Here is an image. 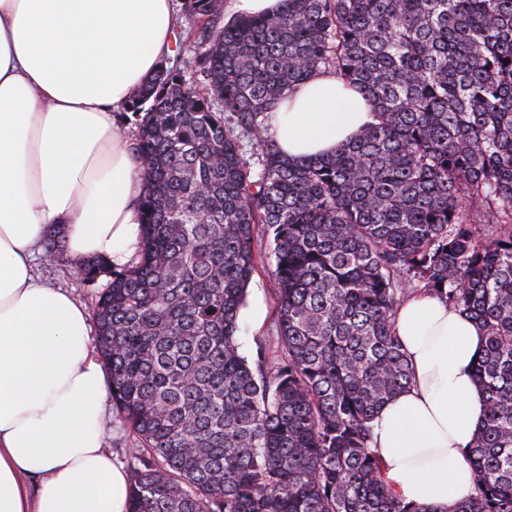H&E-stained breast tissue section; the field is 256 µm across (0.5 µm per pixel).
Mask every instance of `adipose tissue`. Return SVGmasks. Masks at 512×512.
<instances>
[{
	"label": "adipose tissue",
	"mask_w": 512,
	"mask_h": 512,
	"mask_svg": "<svg viewBox=\"0 0 512 512\" xmlns=\"http://www.w3.org/2000/svg\"><path fill=\"white\" fill-rule=\"evenodd\" d=\"M173 0H0V512H127L105 448L112 383L85 308L34 259L50 230L74 259L127 265L141 163L115 115L169 54ZM373 120L331 73L291 90L271 121L281 152L320 158ZM412 385L375 415L383 476L405 502L446 512L475 488L469 446L485 420L476 322L418 293L393 324Z\"/></svg>",
	"instance_id": "ef3b65f1"
}]
</instances>
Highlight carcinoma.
<instances>
[{
    "instance_id": "carcinoma-1",
    "label": "carcinoma",
    "mask_w": 512,
    "mask_h": 512,
    "mask_svg": "<svg viewBox=\"0 0 512 512\" xmlns=\"http://www.w3.org/2000/svg\"><path fill=\"white\" fill-rule=\"evenodd\" d=\"M191 73L136 89L139 244L120 269L47 255L95 285L112 402L135 436L128 512H426L385 481L372 420L410 386L394 333L419 286L484 332L475 494L446 512H512V0H282L224 20L186 0ZM318 72L374 121L330 157L268 136ZM247 134L245 157L235 130ZM271 233L283 356L240 353L239 310Z\"/></svg>"
}]
</instances>
